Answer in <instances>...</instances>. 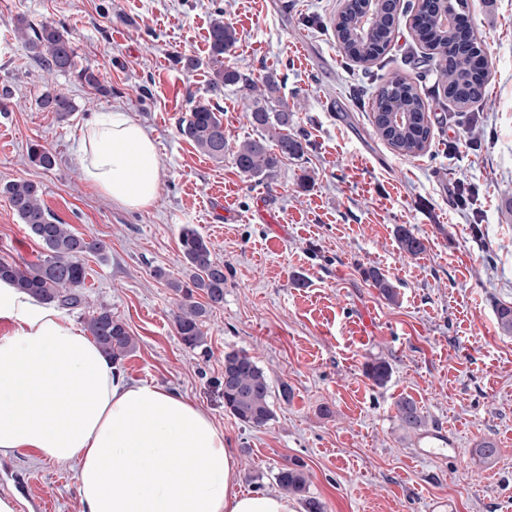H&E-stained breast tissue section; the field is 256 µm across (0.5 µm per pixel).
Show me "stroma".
I'll return each mask as SVG.
<instances>
[{
	"label": "stroma",
	"mask_w": 512,
	"mask_h": 512,
	"mask_svg": "<svg viewBox=\"0 0 512 512\" xmlns=\"http://www.w3.org/2000/svg\"><path fill=\"white\" fill-rule=\"evenodd\" d=\"M341 0H0V185L37 182L48 209L79 236L105 246L84 258L85 293L125 322L136 347L125 380L176 390L206 410L238 460L237 490L277 489L276 475L304 464L309 494L324 512H512V335L496 308L512 303V0H472L483 36L488 98L455 112L435 84L401 19L384 58L371 68L340 49L331 25ZM223 14L239 34L228 58L254 80L272 76L294 114L302 158L277 177L242 175L179 132L200 101L224 119L230 145L255 137L244 116L245 86L214 92L208 28ZM66 27L77 67L47 72L15 36L18 20ZM199 59L186 70L180 57ZM414 81L429 104L432 140L417 158L394 152L371 110L392 75ZM62 91L65 119L35 101ZM128 113L154 140L164 163L157 201L144 210L112 205L82 177L76 159L83 126L96 113ZM39 145L53 169L30 164ZM470 187L461 207L454 184ZM194 227L224 264V304L206 321L205 346L186 347L173 323L169 281L183 278L179 234ZM407 227L426 250L405 254ZM44 249L0 193V259L34 262ZM384 273L398 292L389 303L365 278ZM247 351L267 374L274 418L261 429L224 409V355ZM392 367L376 386L367 362ZM289 387L282 398L281 387ZM414 399L423 432L403 428L399 398ZM449 440L453 455H419L424 435ZM498 455L482 459L483 441ZM77 462L31 452L0 457V495L23 512H79Z\"/></svg>",
	"instance_id": "35a3bbf8"
}]
</instances>
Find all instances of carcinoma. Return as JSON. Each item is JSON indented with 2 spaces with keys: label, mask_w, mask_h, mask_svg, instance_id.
I'll use <instances>...</instances> for the list:
<instances>
[{
  "label": "carcinoma",
  "mask_w": 512,
  "mask_h": 512,
  "mask_svg": "<svg viewBox=\"0 0 512 512\" xmlns=\"http://www.w3.org/2000/svg\"><path fill=\"white\" fill-rule=\"evenodd\" d=\"M436 9L422 8L411 20L416 40L427 50V62L441 89H462L463 94L451 99L459 112H468L483 102L486 96V76L474 67V58L482 52L481 43L469 39V46L453 61H448L445 47L457 38L454 28L435 16ZM336 39L355 62L366 67L386 53L393 34V17L378 10L373 21L365 18L358 0H344L333 20ZM17 35L49 71L73 72L76 78L98 90L102 89L99 76L89 67L76 68V51L72 35L63 26L31 25L24 21L17 26ZM210 84L219 91L226 86L243 84L253 92L245 106L248 123L260 136L241 142L234 149L224 137V121L207 102L196 104L180 126V133L205 156L214 161L224 160V153L232 152L236 168L247 177L260 181L273 180L288 159L304 155L302 140L288 131L291 113L282 102L273 106L278 83L268 77L257 84L252 78L233 66L224 64L238 42L235 27L224 21V15L213 19L209 28ZM402 111L403 120L395 119L393 106ZM42 112H53L58 118L67 117L72 105L61 93H47L37 99ZM373 124L379 137L397 154L407 157L423 155L432 138L428 105L415 82L395 75L386 80L373 99ZM30 163L43 170L52 169L55 156L44 147H30ZM7 196L15 214L25 224L31 237L45 250L36 263H16L0 260V279H7L22 291L30 293L47 304L61 309L88 310L87 327L101 350L119 363L135 348V340L122 320L112 315L106 306L90 307L82 291L86 267L83 256L100 253L104 245L96 239L75 234L69 225L61 222L45 206L38 183L14 180L0 187ZM397 238L401 249L410 256L425 251L423 240L410 229L399 227ZM180 251L186 262L185 279L168 282L178 297L174 325L184 345L196 349L205 344V320L212 309L224 304V263L217 261L210 243L193 227L185 226L179 235ZM366 275L379 288L385 299L397 298L396 288L385 274L371 268ZM204 294L206 301L195 300V294ZM500 330L512 334V305L496 307ZM366 376L377 386H384L391 378V365L375 359L365 366ZM271 386L267 375L245 351L224 355V409L244 425L261 429L273 419ZM396 416L402 426L419 431L426 425V417L417 403L402 397L396 403ZM278 486L287 494L303 500L307 512H324L323 505L308 496L309 478L304 464L295 462L278 472Z\"/></svg>",
  "instance_id": "obj_1"
}]
</instances>
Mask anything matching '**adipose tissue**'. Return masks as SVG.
Here are the masks:
<instances>
[{"label": "adipose tissue", "instance_id": "1", "mask_svg": "<svg viewBox=\"0 0 512 512\" xmlns=\"http://www.w3.org/2000/svg\"><path fill=\"white\" fill-rule=\"evenodd\" d=\"M77 161L112 204L151 207L163 162L124 112L82 130ZM0 455L78 461L80 512H297L274 490L236 491L238 461L212 417L186 396L128 383L76 322L0 280Z\"/></svg>", "mask_w": 512, "mask_h": 512}]
</instances>
